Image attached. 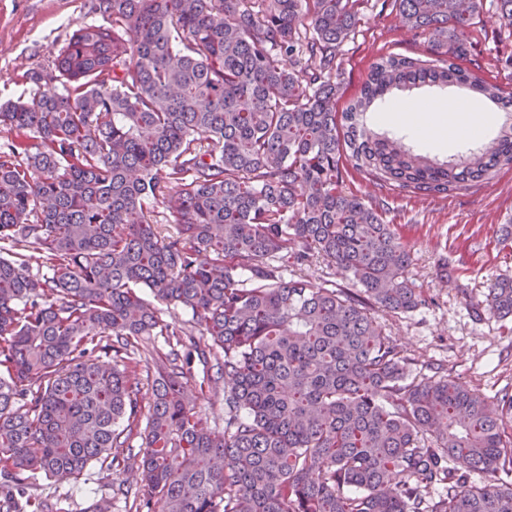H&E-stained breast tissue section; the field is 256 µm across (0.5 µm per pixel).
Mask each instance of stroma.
Instances as JSON below:
<instances>
[{
  "mask_svg": "<svg viewBox=\"0 0 512 512\" xmlns=\"http://www.w3.org/2000/svg\"><path fill=\"white\" fill-rule=\"evenodd\" d=\"M89 0H0V102L30 98L27 71L51 68L76 25L94 23ZM359 23L337 59L341 86L337 109L355 97L371 63L382 56H422L424 42L401 27L390 0H357ZM512 54V32L490 14L468 35L465 67L484 79L508 83L502 60ZM345 190L363 196L394 224L412 255L410 277L429 304L410 314L382 312L378 320L394 343L413 359L443 364L455 380L486 397L512 386V318L474 313L497 279L512 278V246L499 243L502 225L512 223V169L502 168L488 184L457 194L415 196L380 185L350 165L340 167ZM134 470L93 462L74 480L38 478L30 492L59 499L64 512H84L108 500L118 486L136 485Z\"/></svg>",
  "mask_w": 512,
  "mask_h": 512,
  "instance_id": "1",
  "label": "stroma"
}]
</instances>
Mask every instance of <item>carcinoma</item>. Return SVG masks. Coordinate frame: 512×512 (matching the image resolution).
Returning <instances> with one entry per match:
<instances>
[{
  "instance_id": "1",
  "label": "carcinoma",
  "mask_w": 512,
  "mask_h": 512,
  "mask_svg": "<svg viewBox=\"0 0 512 512\" xmlns=\"http://www.w3.org/2000/svg\"><path fill=\"white\" fill-rule=\"evenodd\" d=\"M356 2L90 0L102 23L25 76L63 91L0 103L15 132L0 148L5 502L40 474L76 479L109 460L139 472L135 512H512L498 477L512 471V392L428 376L388 336L378 313L426 298L395 226L338 175L345 160L449 195L512 168V94L459 64L486 7L512 28V0H393L426 56L379 58L338 112ZM424 86L505 113L495 141L441 160L364 122ZM316 255L352 287L285 276L283 260ZM35 256L52 275L23 273ZM156 301L191 319L163 320ZM482 304L512 317V279ZM158 336L168 352L152 368ZM109 350L110 365L94 357ZM215 378L221 437L187 394Z\"/></svg>"
}]
</instances>
